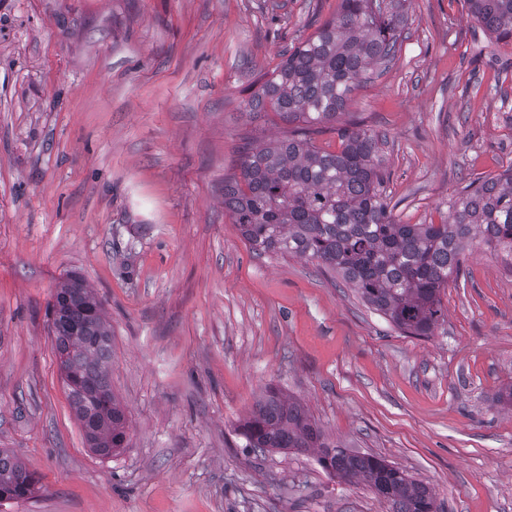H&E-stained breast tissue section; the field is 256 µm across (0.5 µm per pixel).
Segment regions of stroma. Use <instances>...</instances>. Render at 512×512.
Returning <instances> with one entry per match:
<instances>
[{"instance_id": "obj_1", "label": "stroma", "mask_w": 512, "mask_h": 512, "mask_svg": "<svg viewBox=\"0 0 512 512\" xmlns=\"http://www.w3.org/2000/svg\"><path fill=\"white\" fill-rule=\"evenodd\" d=\"M340 0H0V448L38 484L0 512H390L310 452L249 448L267 387L330 441L406 470L442 512H512V265L479 247L434 335L405 336L317 262L255 255L224 208L243 99ZM397 60L341 122L385 132L403 224L512 164V46L465 0H412ZM102 301L127 442L88 447L47 308Z\"/></svg>"}]
</instances>
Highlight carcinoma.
Wrapping results in <instances>:
<instances>
[{
	"label": "carcinoma",
	"mask_w": 512,
	"mask_h": 512,
	"mask_svg": "<svg viewBox=\"0 0 512 512\" xmlns=\"http://www.w3.org/2000/svg\"><path fill=\"white\" fill-rule=\"evenodd\" d=\"M409 0H340L332 19L288 49L250 87L254 119L272 112L288 136L243 147L239 172L224 177V209L255 254L315 260L351 285L362 302L407 336H431L445 322L442 292L459 278L466 245L477 239L512 254V165L471 181L449 200L443 224H400L383 196L381 143L357 122L336 125L350 95L379 78L407 39ZM469 16L495 40L512 43V0H467ZM341 149L316 143L323 128ZM70 405L95 453L125 447V412L112 393L111 330L101 302L70 275L50 309ZM255 451H317L328 474L360 481L391 512H438L435 494L406 471L331 443L297 400L267 388L241 425ZM36 474L0 450V500L35 491Z\"/></svg>",
	"instance_id": "1"
}]
</instances>
